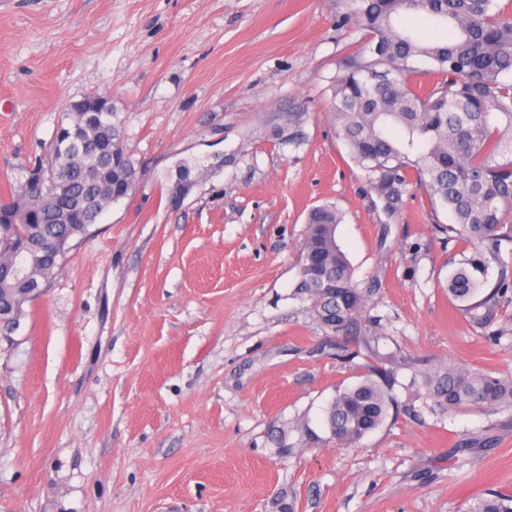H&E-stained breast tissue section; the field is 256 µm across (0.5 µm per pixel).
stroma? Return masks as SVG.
<instances>
[{
  "instance_id": "1",
  "label": "stroma",
  "mask_w": 512,
  "mask_h": 512,
  "mask_svg": "<svg viewBox=\"0 0 512 512\" xmlns=\"http://www.w3.org/2000/svg\"><path fill=\"white\" fill-rule=\"evenodd\" d=\"M361 41L352 0H0V200L92 93L137 170L0 336V512H460L512 493V412L405 409L431 365L512 372V304L471 327L444 291L468 244L348 157L329 86ZM183 159L206 169L174 204ZM326 202L400 381L348 449L325 410L358 371L298 286Z\"/></svg>"
}]
</instances>
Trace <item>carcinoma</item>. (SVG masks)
I'll list each match as a JSON object with an SVG mask.
<instances>
[{"instance_id":"obj_1","label":"carcinoma","mask_w":512,"mask_h":512,"mask_svg":"<svg viewBox=\"0 0 512 512\" xmlns=\"http://www.w3.org/2000/svg\"><path fill=\"white\" fill-rule=\"evenodd\" d=\"M364 47L348 55L332 80L330 112L352 162L371 188L393 203L401 190L424 191L433 211H448L439 226L471 246L448 274L446 291L470 321L484 326L512 299V12L498 0H354ZM423 14L454 31L441 43L426 42L399 25L406 14ZM87 112H66L59 127L68 142L50 144L33 169L50 168L53 180L29 196L14 188L12 207L0 206V335L33 301V289L50 286L70 242L89 232L106 208L130 195L137 172L117 166L124 152L101 95L83 97ZM401 136H392V130ZM87 141L99 152H82ZM203 167L183 162L170 200L180 201ZM341 213L333 204L312 209L300 261L298 288L309 294L316 315L333 333L366 348L377 340L362 323L368 295L334 237ZM497 269L489 283L490 269ZM355 385L336 392L327 423L336 446L355 448L379 428L395 404L397 372L372 363ZM422 407L442 414L463 408L489 414L512 411V374L439 364L411 382ZM463 512H512V494L489 490L468 499Z\"/></svg>"}]
</instances>
